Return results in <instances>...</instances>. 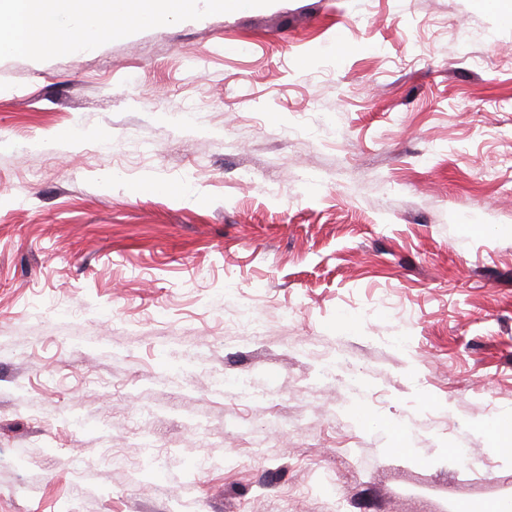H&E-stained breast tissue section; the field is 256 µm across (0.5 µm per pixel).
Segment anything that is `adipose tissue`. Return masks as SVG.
I'll return each mask as SVG.
<instances>
[{"label": "adipose tissue", "instance_id": "1", "mask_svg": "<svg viewBox=\"0 0 512 512\" xmlns=\"http://www.w3.org/2000/svg\"><path fill=\"white\" fill-rule=\"evenodd\" d=\"M142 0H0V55L29 51L54 55L92 43L95 37H123L133 24L156 15L197 12L201 0H158L157 11Z\"/></svg>", "mask_w": 512, "mask_h": 512}]
</instances>
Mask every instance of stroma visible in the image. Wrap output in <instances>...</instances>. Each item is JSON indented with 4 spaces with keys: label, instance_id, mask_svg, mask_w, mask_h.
I'll list each match as a JSON object with an SVG mask.
<instances>
[{
    "label": "stroma",
    "instance_id": "1",
    "mask_svg": "<svg viewBox=\"0 0 512 512\" xmlns=\"http://www.w3.org/2000/svg\"><path fill=\"white\" fill-rule=\"evenodd\" d=\"M498 415L512 0L0 56V512H484Z\"/></svg>",
    "mask_w": 512,
    "mask_h": 512
}]
</instances>
